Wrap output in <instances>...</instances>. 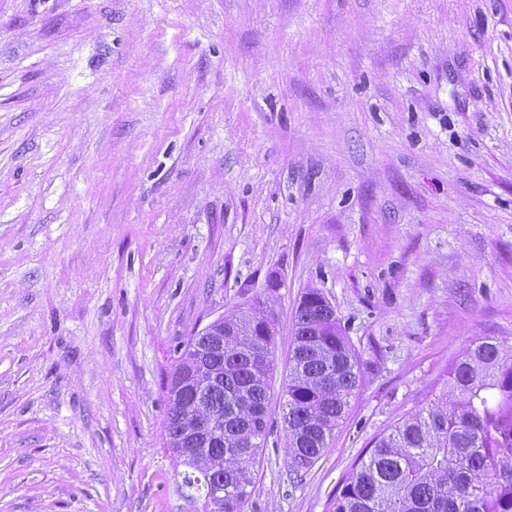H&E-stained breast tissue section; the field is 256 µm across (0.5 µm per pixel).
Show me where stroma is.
Segmentation results:
<instances>
[{
    "label": "stroma",
    "instance_id": "35a3bbf8",
    "mask_svg": "<svg viewBox=\"0 0 512 512\" xmlns=\"http://www.w3.org/2000/svg\"><path fill=\"white\" fill-rule=\"evenodd\" d=\"M360 385L293 478L308 289ZM276 323L246 512H327L478 338L512 343V0H0V512H202L166 380Z\"/></svg>",
    "mask_w": 512,
    "mask_h": 512
}]
</instances>
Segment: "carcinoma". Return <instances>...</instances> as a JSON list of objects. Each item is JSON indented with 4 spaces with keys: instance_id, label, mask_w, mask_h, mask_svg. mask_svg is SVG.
<instances>
[{
    "instance_id": "1",
    "label": "carcinoma",
    "mask_w": 512,
    "mask_h": 512,
    "mask_svg": "<svg viewBox=\"0 0 512 512\" xmlns=\"http://www.w3.org/2000/svg\"><path fill=\"white\" fill-rule=\"evenodd\" d=\"M256 309L224 317V336H200L222 378L209 385L205 409L224 415V435L210 439L214 471L184 483L203 498L224 490V512H245L255 467L268 435L274 333L257 335ZM288 356L284 422L294 478L318 460L359 385V366L324 299L304 293L295 312ZM181 353L167 386L192 378ZM186 400L168 407L166 445L194 448L183 438ZM328 512H512V344L480 338L456 360L446 389L428 406L381 436L330 504Z\"/></svg>"
}]
</instances>
